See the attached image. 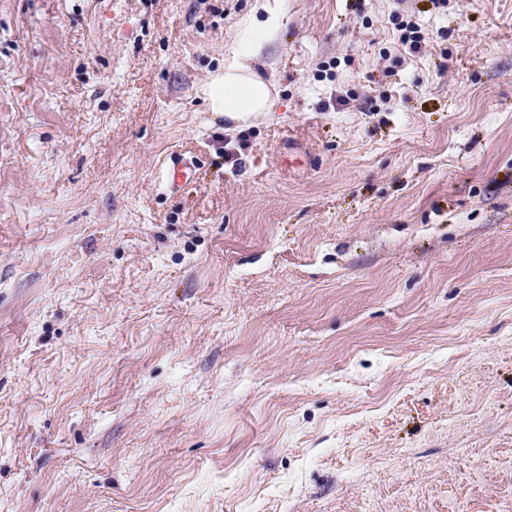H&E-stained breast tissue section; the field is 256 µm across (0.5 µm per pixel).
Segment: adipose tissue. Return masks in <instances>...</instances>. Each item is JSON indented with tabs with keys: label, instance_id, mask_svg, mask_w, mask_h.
I'll list each match as a JSON object with an SVG mask.
<instances>
[{
	"label": "adipose tissue",
	"instance_id": "obj_1",
	"mask_svg": "<svg viewBox=\"0 0 512 512\" xmlns=\"http://www.w3.org/2000/svg\"><path fill=\"white\" fill-rule=\"evenodd\" d=\"M255 13L240 22L241 38L224 47V69L205 87L211 111L239 118L273 110L272 82L263 80L256 65L266 44L277 39L284 13L283 0H256Z\"/></svg>",
	"mask_w": 512,
	"mask_h": 512
}]
</instances>
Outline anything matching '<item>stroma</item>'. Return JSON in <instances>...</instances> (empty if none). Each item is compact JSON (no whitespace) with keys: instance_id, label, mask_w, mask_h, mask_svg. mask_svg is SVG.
<instances>
[{"instance_id":"1","label":"stroma","mask_w":512,"mask_h":512,"mask_svg":"<svg viewBox=\"0 0 512 512\" xmlns=\"http://www.w3.org/2000/svg\"><path fill=\"white\" fill-rule=\"evenodd\" d=\"M254 4L0 0V512H512V0ZM251 16L240 21L244 36L224 46V71H218L205 87L211 112L233 119L249 113H273L274 85L256 72L263 48L275 41L282 26L284 1L255 0ZM262 12L265 18L257 20ZM161 170L165 191L175 193L196 182L198 167L195 159L175 155Z\"/></svg>"}]
</instances>
